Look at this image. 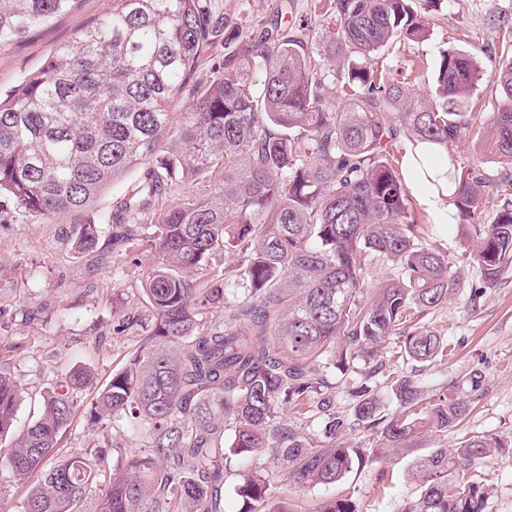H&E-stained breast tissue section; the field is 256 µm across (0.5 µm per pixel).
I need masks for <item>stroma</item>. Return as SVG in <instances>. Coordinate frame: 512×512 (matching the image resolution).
Wrapping results in <instances>:
<instances>
[{
  "instance_id": "1",
  "label": "stroma",
  "mask_w": 512,
  "mask_h": 512,
  "mask_svg": "<svg viewBox=\"0 0 512 512\" xmlns=\"http://www.w3.org/2000/svg\"><path fill=\"white\" fill-rule=\"evenodd\" d=\"M216 7L246 28L259 30L279 22L300 27L303 38L323 32L334 13V0H215ZM112 0H79L67 16L0 49V99H6L24 76L38 70L45 57L72 40L82 28L106 16ZM512 16V0H447L446 14L425 42L393 44L380 58L397 69L411 62L434 68L445 49L473 55L484 74L472 98L480 109L491 98L487 79L496 60L485 54L498 33L491 15ZM144 166H136L112 183L81 210L52 219L0 203V371L18 387L17 427L35 421L43 397L59 380L77 369L92 373L91 387L79 392L80 406L58 443L60 454L104 456L110 468H124L141 454L145 439L134 434L125 419L97 421L87 405L98 387L141 348L151 325V310L143 284L154 263V251L140 220L127 219L122 205L141 183ZM417 217L436 218L427 239L448 257L451 275L460 282L447 303L427 321L448 343L447 354L422 369L418 379L426 401L439 395L458 396L467 403L461 423L448 431L425 428L406 444L390 449L379 431L360 429L349 437L366 453L365 461L333 487L289 489L283 466L264 455L242 463L224 460V512H240V473L249 467L278 476L270 495H291L299 512H320L326 498L351 497L363 512H403L419 495L412 473L417 461L440 448L453 449L468 437L491 435L500 448L482 460L474 479L488 484L492 494L487 512H512V267L496 281L484 282L474 258L477 238L472 227L439 223L448 199L434 187H422L405 173ZM99 228L96 248L73 247L78 225ZM10 440L0 441V512H20L37 476L14 479L7 463Z\"/></svg>"
}]
</instances>
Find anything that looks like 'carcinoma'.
<instances>
[{
  "label": "carcinoma",
  "instance_id": "1",
  "mask_svg": "<svg viewBox=\"0 0 512 512\" xmlns=\"http://www.w3.org/2000/svg\"><path fill=\"white\" fill-rule=\"evenodd\" d=\"M79 0H0V47L71 13ZM410 0H335L337 36L315 55L296 28L258 34L215 12L212 0H112V12L49 54L41 69L0 101V200L46 218L89 206L138 164L147 177L129 199L130 214L153 208L163 188L178 189L218 172L204 194L182 192L148 224L155 268L143 290L153 324L141 351L112 375L88 406L96 420L125 417L145 435L148 475L101 480L97 455L71 454L47 464L80 403L88 375L71 373L43 397L41 417L14 438V477L41 473L21 512H84L99 487L97 512H221L224 423L230 451L268 452L302 487L336 485L364 453L342 439L358 427L381 429L402 444L420 428L446 431L467 406L442 395L426 415L416 374L381 393L351 392L347 414L331 410L329 378L371 364L390 336L402 357L430 365L447 344L425 318L458 287L448 258L424 241L393 155L400 137L447 157L455 217L496 208L480 229L475 257L485 281L512 265V18L496 15L499 56L490 78L502 101L481 136L483 161L461 169L448 144L477 124L468 111L484 73L474 58L445 50L426 96L410 98L424 71L413 63L393 76L377 56L396 41L424 42L430 30ZM224 41L212 76L194 84L206 47ZM342 79L346 107L323 103L330 74ZM184 112L171 106L187 88ZM98 242L82 224L79 251ZM238 256L232 277L216 260ZM394 274L365 293V261ZM200 306L224 308L221 323H200ZM18 390L0 373V437L16 426ZM397 414L385 413L387 402ZM319 421L334 441L314 448L281 423L288 408ZM492 436L435 451L416 466L419 498L404 512H485L490 488L465 476L491 449ZM269 477L245 474L242 512H295L269 502ZM321 512H361L350 497Z\"/></svg>",
  "mask_w": 512,
  "mask_h": 512
}]
</instances>
